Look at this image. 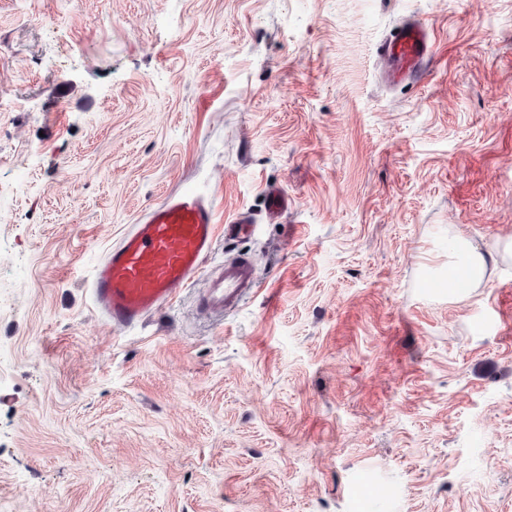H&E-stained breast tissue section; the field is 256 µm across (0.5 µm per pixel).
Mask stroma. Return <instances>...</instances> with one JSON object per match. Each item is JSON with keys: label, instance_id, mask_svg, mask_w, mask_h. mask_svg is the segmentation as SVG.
Wrapping results in <instances>:
<instances>
[{"label": "stroma", "instance_id": "1", "mask_svg": "<svg viewBox=\"0 0 512 512\" xmlns=\"http://www.w3.org/2000/svg\"><path fill=\"white\" fill-rule=\"evenodd\" d=\"M183 189L262 286L113 335L91 269ZM510 239L512 0H0V512H512ZM435 37L426 25L414 20L396 23L392 33L377 47V55L385 62L387 84L407 79H422L435 58ZM266 211L270 220H277L288 212V195L279 188L270 187L265 190ZM456 259L467 270L472 286H478L486 279L489 269L487 257L465 237L458 238Z\"/></svg>", "mask_w": 512, "mask_h": 512}]
</instances>
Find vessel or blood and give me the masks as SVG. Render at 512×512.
Returning <instances> with one entry per match:
<instances>
[{
	"label": "vessel or blood",
	"mask_w": 512,
	"mask_h": 512,
	"mask_svg": "<svg viewBox=\"0 0 512 512\" xmlns=\"http://www.w3.org/2000/svg\"><path fill=\"white\" fill-rule=\"evenodd\" d=\"M434 48L428 26L414 20L396 23L377 47L386 66L384 82L423 78L434 61ZM265 199L269 219L287 212L288 196L281 189H266ZM252 226L240 212L218 219L216 204L208 197L187 190L171 193L131 225L95 265L92 297L116 333L140 326L170 304L178 289L194 286L202 275L207 283L198 295L201 310L220 316L234 311L260 287L256 264L229 257L211 274L204 264L219 236L238 238Z\"/></svg>",
	"instance_id": "obj_1"
}]
</instances>
